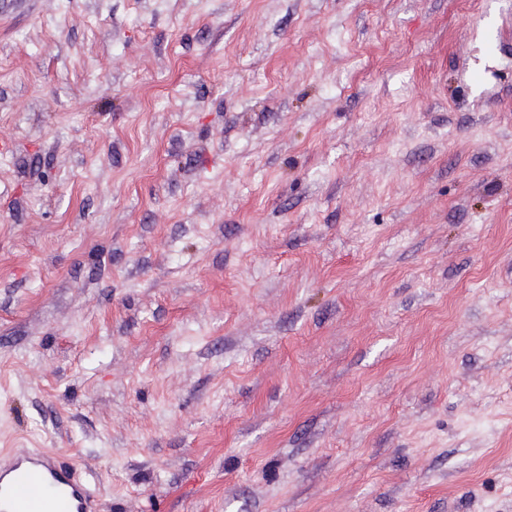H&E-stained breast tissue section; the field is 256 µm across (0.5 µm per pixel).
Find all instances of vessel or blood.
Segmentation results:
<instances>
[{
	"label": "vessel or blood",
	"mask_w": 512,
	"mask_h": 512,
	"mask_svg": "<svg viewBox=\"0 0 512 512\" xmlns=\"http://www.w3.org/2000/svg\"><path fill=\"white\" fill-rule=\"evenodd\" d=\"M0 512H97V504L58 453L21 448L0 462Z\"/></svg>",
	"instance_id": "b4317fda"
}]
</instances>
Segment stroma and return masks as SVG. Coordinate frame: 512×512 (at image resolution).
<instances>
[{
	"instance_id": "obj_1",
	"label": "stroma",
	"mask_w": 512,
	"mask_h": 512,
	"mask_svg": "<svg viewBox=\"0 0 512 512\" xmlns=\"http://www.w3.org/2000/svg\"><path fill=\"white\" fill-rule=\"evenodd\" d=\"M98 512H512V0H0V455Z\"/></svg>"
}]
</instances>
